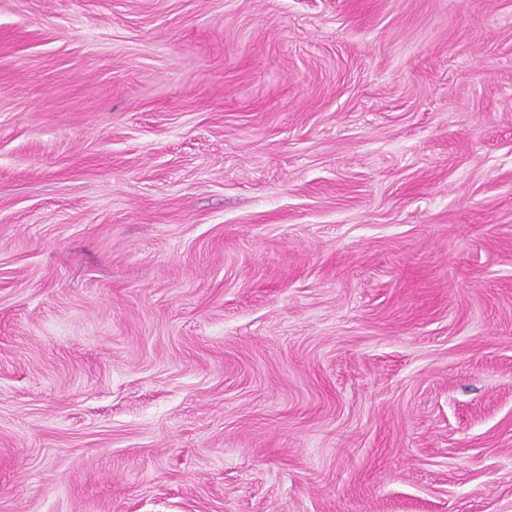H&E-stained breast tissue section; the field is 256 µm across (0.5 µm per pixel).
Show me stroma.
Listing matches in <instances>:
<instances>
[{"mask_svg": "<svg viewBox=\"0 0 512 512\" xmlns=\"http://www.w3.org/2000/svg\"><path fill=\"white\" fill-rule=\"evenodd\" d=\"M0 512H512V0H0Z\"/></svg>", "mask_w": 512, "mask_h": 512, "instance_id": "35a3bbf8", "label": "stroma"}]
</instances>
